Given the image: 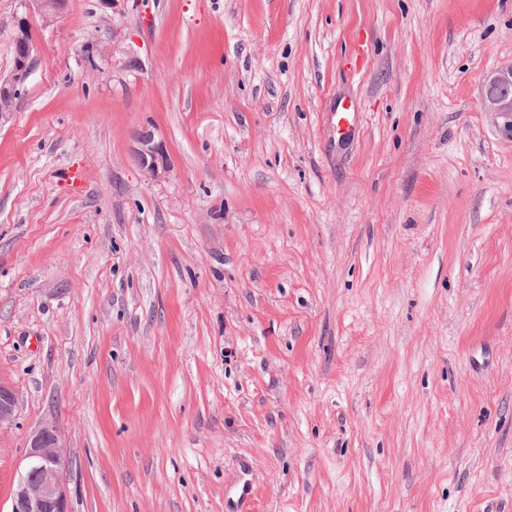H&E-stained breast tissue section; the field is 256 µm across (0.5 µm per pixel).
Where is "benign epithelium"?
Masks as SVG:
<instances>
[{
    "instance_id": "7a95c632",
    "label": "benign epithelium",
    "mask_w": 512,
    "mask_h": 512,
    "mask_svg": "<svg viewBox=\"0 0 512 512\" xmlns=\"http://www.w3.org/2000/svg\"><path fill=\"white\" fill-rule=\"evenodd\" d=\"M26 14L17 17L20 53L16 56L12 74L0 80V124L12 115L13 100L28 77L35 42L31 34L28 13H39L46 24L58 19L65 11L67 0H23ZM481 106L491 115L498 131L512 141V61L501 64L484 79ZM135 158L142 172L157 179L169 170L166 145L150 130L137 137ZM15 392L0 383V424L15 416ZM26 467L13 494L12 512H69L65 490L68 461L63 453L61 433L54 423L36 430L25 453Z\"/></svg>"
}]
</instances>
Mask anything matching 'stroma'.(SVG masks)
I'll list each match as a JSON object with an SVG mask.
<instances>
[{
  "mask_svg": "<svg viewBox=\"0 0 512 512\" xmlns=\"http://www.w3.org/2000/svg\"><path fill=\"white\" fill-rule=\"evenodd\" d=\"M32 24L0 125V512L47 421L71 512H225L242 458L252 512H512V142L480 106L512 0ZM134 155L142 172L151 179H157L169 170L166 145L163 141L157 140L150 130L138 135Z\"/></svg>",
  "mask_w": 512,
  "mask_h": 512,
  "instance_id": "stroma-1",
  "label": "stroma"
}]
</instances>
